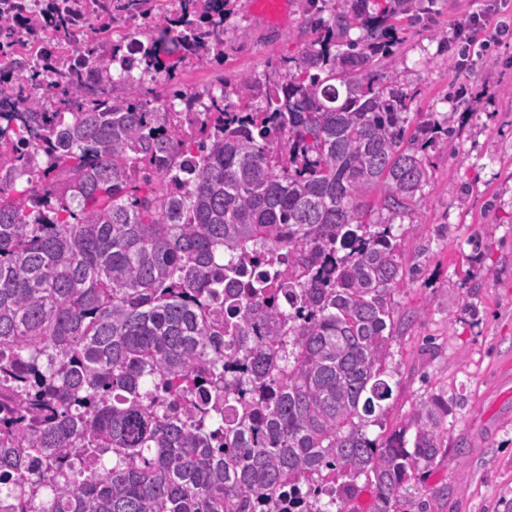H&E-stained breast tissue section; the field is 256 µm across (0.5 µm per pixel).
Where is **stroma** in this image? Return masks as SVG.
Masks as SVG:
<instances>
[{
  "label": "stroma",
  "instance_id": "35a3bbf8",
  "mask_svg": "<svg viewBox=\"0 0 512 512\" xmlns=\"http://www.w3.org/2000/svg\"><path fill=\"white\" fill-rule=\"evenodd\" d=\"M477 13L487 28L463 46L456 28ZM391 24L377 74L410 94L411 122L450 110L454 123L426 152L423 206L393 223L406 273L388 298L393 396L368 433L388 437L441 397L448 452L419 467L398 512H512V0H433L421 22ZM227 26L223 60L184 62V89L266 78L316 37L301 0L275 24L236 0Z\"/></svg>",
  "mask_w": 512,
  "mask_h": 512
}]
</instances>
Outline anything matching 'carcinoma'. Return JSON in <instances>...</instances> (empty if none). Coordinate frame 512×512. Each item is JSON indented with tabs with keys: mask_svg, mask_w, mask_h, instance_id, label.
Masks as SVG:
<instances>
[{
	"mask_svg": "<svg viewBox=\"0 0 512 512\" xmlns=\"http://www.w3.org/2000/svg\"><path fill=\"white\" fill-rule=\"evenodd\" d=\"M150 2L0 0V512H332L362 475L396 512L450 412L367 432L392 396V223L454 117L409 129L373 74L422 0H305L320 34L278 79L189 95L177 70L224 55L234 0ZM117 15L144 39L103 53Z\"/></svg>",
	"mask_w": 512,
	"mask_h": 512,
	"instance_id": "obj_1",
	"label": "carcinoma"
}]
</instances>
